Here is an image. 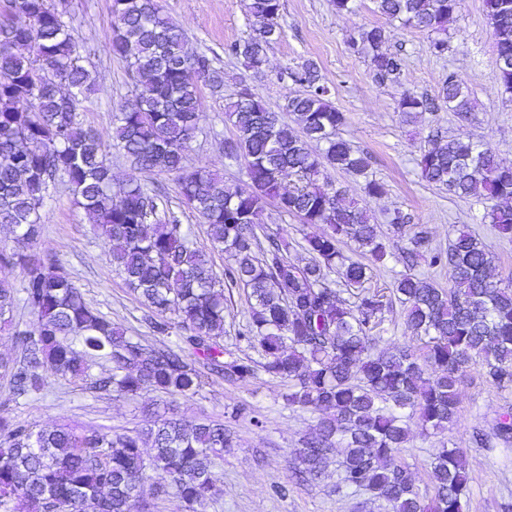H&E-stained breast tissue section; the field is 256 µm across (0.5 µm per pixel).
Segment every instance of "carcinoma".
I'll list each match as a JSON object with an SVG mask.
<instances>
[{
    "label": "carcinoma",
    "mask_w": 512,
    "mask_h": 512,
    "mask_svg": "<svg viewBox=\"0 0 512 512\" xmlns=\"http://www.w3.org/2000/svg\"><path fill=\"white\" fill-rule=\"evenodd\" d=\"M389 21L432 35L429 51L448 53V18L460 0H373ZM281 0H247L255 34L225 45L224 52L260 73L270 45L281 37ZM69 0H0V224L31 245L41 237V210L57 179L93 219L106 256L151 312L156 336L180 332L181 345L149 346L84 299L61 272L56 253L0 250V266L22 270L21 288L0 280V331L12 332L20 354L0 357L13 399L45 388L42 368L91 379L102 393L135 395L144 389L190 396L202 387L196 362L217 376L246 385L259 373L286 386L285 405L316 414L298 449L295 476L316 481L333 455L341 456L334 492L363 493L392 512H467L470 481L461 449L442 446L430 460L433 494L425 497L402 461L414 434L443 432L457 416L459 389L471 370L500 391H512V282L492 277L494 259L468 227L454 230L448 249H433L423 232L410 237L405 269L392 297L369 282L375 266L394 257L391 238L356 202L341 204L343 190L320 181L326 167L364 178L370 197L386 194L372 172V157L338 136L346 114L333 104L317 67L307 62L287 72L306 90L285 110L300 130L286 125L253 93L236 94L225 109L235 137L226 158L243 163L233 190L204 168L190 169L186 155L200 133L199 94L218 83L214 60L191 50L159 0H112V52L133 78L145 81L135 98L112 117V140L140 171L176 175L179 204L208 226L214 249L225 255L217 273L212 255L183 229L171 198L131 178L114 186L106 145L82 125L81 103L95 89L82 63L67 17ZM495 58H512V0H483ZM382 25L348 41L368 58L376 82L398 80L404 60L384 50ZM495 83L512 92V63L494 64ZM439 97L459 115L472 98L452 71ZM432 100L405 92L399 111L411 115ZM423 179L457 197L504 201L483 215L500 235L512 237V166L491 146L462 134L432 138L417 159ZM295 176L291 189L281 183ZM274 205L302 224H324L319 234L296 240L265 222ZM405 214L388 217L395 237L407 231ZM351 242L364 260L346 255ZM299 248L300 266L289 258ZM428 255L446 267L450 287L413 272ZM247 293L239 339L260 359L225 358L224 288ZM404 335L386 328L393 304ZM28 308L34 321L20 328L14 313ZM111 364L107 373L94 367ZM472 442L493 448L512 442V408L492 434L474 428ZM150 448H145V445ZM237 447L221 422L189 424L156 413L134 433L71 424L34 430L0 414V512H158L168 496L197 512L214 495L224 452Z\"/></svg>",
    "instance_id": "obj_1"
}]
</instances>
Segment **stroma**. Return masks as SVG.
Returning <instances> with one entry per match:
<instances>
[{"label":"stroma","mask_w":512,"mask_h":512,"mask_svg":"<svg viewBox=\"0 0 512 512\" xmlns=\"http://www.w3.org/2000/svg\"><path fill=\"white\" fill-rule=\"evenodd\" d=\"M160 3L185 34L189 47L214 58L224 73L223 87L202 90V132L191 145L189 165L220 173L226 187L240 185L241 166L224 157V142L234 136L231 125L224 121L226 102L245 84L268 108L281 113L284 122L293 123L294 116L286 112L285 104L301 88L283 80L282 74L314 62L331 90L332 102L348 117L341 137L372 156L373 170L386 184L387 193L367 197L362 181L335 168H326L323 180L343 186L345 201L365 207L376 224H385L389 212L402 211L411 223L426 227L430 245L437 249L447 248L455 225H469L497 257L495 278L512 280V241L499 238L491 225L481 221L489 201L449 195L423 180L416 165L435 133L446 138L471 134L488 143L501 163L512 164V94L494 86V37L484 16L483 0H460L448 23L450 48L442 59L430 56L427 33L389 26L387 47L404 56L405 67L399 83L386 85L378 84L367 59L351 53L347 46L362 27L380 23L372 0H356L355 12L345 14L336 13L330 0H281L282 36L271 44L266 67L259 74L224 53L225 44L253 32L246 0ZM71 23L80 40L84 64L96 80V91L83 102L79 119L84 126L110 134L113 113L136 92L125 61L111 51L112 0H72ZM450 70L465 83L475 103L468 117L450 112L437 100L440 79ZM406 91L435 99V109L405 122L397 101ZM107 152L114 184L135 175L146 187L161 186L169 195H176L172 174L135 172L116 146H108ZM39 247L57 253L88 303L121 324L129 335L155 343L147 310L108 261L92 222L74 205L65 185L57 186L42 210ZM224 298V347L234 357L251 356V349L236 340L246 322L247 294L240 288H228ZM198 370L205 381L199 393L173 400L151 390L134 397L101 395L90 389L87 381L66 378L49 369L45 389L15 404L9 400L7 379L0 376V410L38 430L68 423L124 431L145 428L147 407L169 402L186 421L209 418L224 422L239 439L238 448L224 455L217 471L216 496L204 512H386L366 495L333 493L331 487L339 473L336 462H328L321 481L296 479L295 451L315 417L304 410L288 409L281 399L280 382L262 376L245 386L224 381L207 365H199ZM242 405L247 406V413H239ZM509 406L512 392L500 391L485 383L478 372H471L459 390L457 424L444 435L415 438L401 454L421 491L431 488L428 470L434 448L451 440L466 452L471 477L469 512H502L504 505L512 504V445L487 449L473 447L470 442L473 427L492 430ZM279 484L287 486L286 496L274 494L273 488Z\"/></svg>","instance_id":"1"}]
</instances>
